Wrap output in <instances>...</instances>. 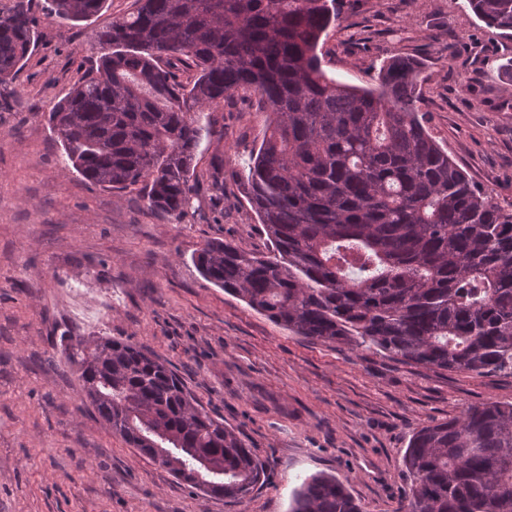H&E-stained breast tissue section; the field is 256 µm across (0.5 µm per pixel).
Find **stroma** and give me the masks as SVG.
Instances as JSON below:
<instances>
[{
	"label": "stroma",
	"instance_id": "obj_1",
	"mask_svg": "<svg viewBox=\"0 0 512 512\" xmlns=\"http://www.w3.org/2000/svg\"><path fill=\"white\" fill-rule=\"evenodd\" d=\"M45 5L32 0L37 44L0 86V512H288L316 472L336 475L364 512H396L412 433L471 404L512 403V374L313 344L205 281L193 256L207 241L266 248L238 179L266 125L257 96L209 107L216 133L196 152L188 214L149 211L138 191L84 180L47 121L98 60L94 31L134 0H106L74 25L45 17ZM340 10L318 49L327 75L373 88L384 61L419 60L429 133L480 188L512 202V85L502 76L512 40L466 0H341ZM66 331L122 338L169 362L242 432L267 480L241 501L208 498L142 457L83 398L55 345Z\"/></svg>",
	"mask_w": 512,
	"mask_h": 512
}]
</instances>
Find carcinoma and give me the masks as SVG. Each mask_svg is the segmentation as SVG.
<instances>
[{"instance_id": "carcinoma-1", "label": "carcinoma", "mask_w": 512, "mask_h": 512, "mask_svg": "<svg viewBox=\"0 0 512 512\" xmlns=\"http://www.w3.org/2000/svg\"><path fill=\"white\" fill-rule=\"evenodd\" d=\"M105 0H50L83 22ZM337 0H135L96 33L106 53L48 113L73 168L182 217L198 195L203 109L251 91L269 117L240 174L267 252L215 240L194 256L209 283L296 336L420 366L512 374V202L475 186L430 136L419 63L393 57L366 89L317 53ZM512 38V0H468ZM37 18L0 16V84L23 68ZM191 73L187 81L181 72ZM65 360L99 418L207 497L244 499L265 464L191 394L171 364L118 338L65 336ZM397 512H512V404L481 403L416 431ZM289 512H363L342 481L313 474Z\"/></svg>"}]
</instances>
